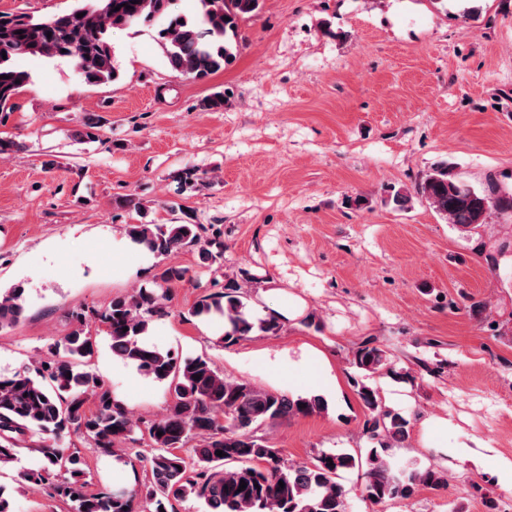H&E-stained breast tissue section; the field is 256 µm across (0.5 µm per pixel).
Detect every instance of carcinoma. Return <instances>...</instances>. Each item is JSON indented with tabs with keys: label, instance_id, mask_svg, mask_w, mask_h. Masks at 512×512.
Here are the masks:
<instances>
[{
	"label": "carcinoma",
	"instance_id": "carcinoma-1",
	"mask_svg": "<svg viewBox=\"0 0 512 512\" xmlns=\"http://www.w3.org/2000/svg\"><path fill=\"white\" fill-rule=\"evenodd\" d=\"M176 2L80 0L78 6L45 18L0 12V110L14 109V99L31 82L30 72L17 65V58L67 59L84 84L112 82L118 79V70L110 31L158 19L166 20L158 38L171 69L203 81L231 62L239 24L259 8L260 0H196L198 9L191 17L175 12ZM79 13L83 17H77ZM18 30L22 34H16ZM417 194L448 223L465 231L483 224L492 211L512 212L511 193H501L493 185L478 190L446 162L431 169ZM125 232L131 242L152 253L170 255L195 247L208 263L224 258L221 230L210 232L203 224H128ZM185 276V269L169 266L158 275L157 288L119 295L102 310L75 313L79 327L50 347L34 374L0 378V466L14 458L26 436H44L39 451L45 465L22 479L70 501L73 512H175L174 503L189 496L204 500L211 512H348L340 477L353 469L362 471L360 492L373 505L409 499L423 488L448 487L447 474L435 467L394 469L388 451L408 441L410 419L385 407L378 391L356 378L352 382L367 411L364 432L373 447L363 455L322 451L309 463L285 462L260 434L262 427L320 412L322 399H292L246 381L228 380L205 356L182 358L148 342L151 318L165 315L170 285ZM23 294L20 286L0 292V329L25 318ZM245 299L242 286L228 280L202 296L192 315L222 317L226 344L246 338L256 328L278 335L279 321L254 322L246 313ZM89 316L107 326L113 355L166 385L171 394L167 413L145 428L152 448L143 457L148 479L133 492L86 491L79 453L56 443L74 426L95 447L111 452L116 442L131 440L140 430L87 364L93 353L84 329ZM352 364L367 375L391 370L387 351L371 340L355 351ZM196 375L200 379H194ZM90 394L96 406L88 411ZM194 438L199 439L194 454L183 456L180 450ZM218 450L224 456L216 455ZM242 481L247 486L241 491Z\"/></svg>",
	"mask_w": 512,
	"mask_h": 512
}]
</instances>
